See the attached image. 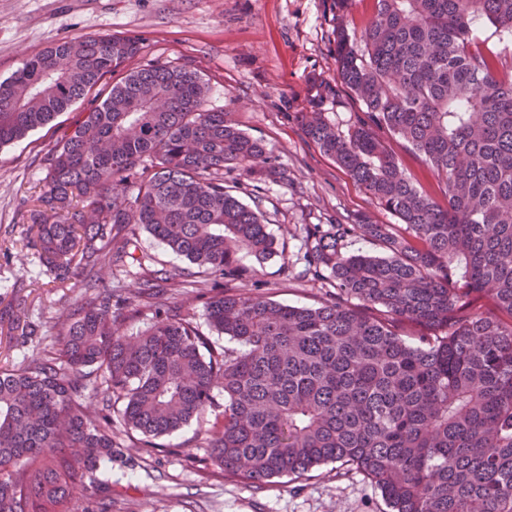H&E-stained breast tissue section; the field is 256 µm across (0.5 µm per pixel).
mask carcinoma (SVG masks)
<instances>
[{
    "mask_svg": "<svg viewBox=\"0 0 512 512\" xmlns=\"http://www.w3.org/2000/svg\"><path fill=\"white\" fill-rule=\"evenodd\" d=\"M347 2L334 0L338 77L365 117L343 134L308 112L304 130L400 223L307 230L308 271L336 288L319 307L224 293L240 253L260 262L275 249L224 189V168L253 173L264 147L206 108L196 71H131L144 39L118 33L55 41L0 82V146L96 99L44 157L24 237L44 272L81 273L96 296L57 323L56 356L0 366V512H77V483L110 512L97 472L118 455L112 427L154 448L202 423L217 385L222 423L201 435L213 462L251 483L338 463L391 512H512V0H376L359 31ZM486 23L499 52L477 43ZM380 129L443 176L445 204L410 182ZM139 227L189 262L209 325L241 349L167 307L158 273L144 284L149 325L121 331L139 309L94 270L124 262ZM357 229L388 254L341 251ZM472 295L495 312L470 308ZM405 324L427 332L407 336Z\"/></svg>",
    "mask_w": 512,
    "mask_h": 512,
    "instance_id": "carcinoma-1",
    "label": "carcinoma"
}]
</instances>
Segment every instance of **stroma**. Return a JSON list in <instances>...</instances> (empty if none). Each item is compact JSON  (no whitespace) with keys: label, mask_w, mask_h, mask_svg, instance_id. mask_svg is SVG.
I'll use <instances>...</instances> for the list:
<instances>
[{"label":"stroma","mask_w":512,"mask_h":512,"mask_svg":"<svg viewBox=\"0 0 512 512\" xmlns=\"http://www.w3.org/2000/svg\"><path fill=\"white\" fill-rule=\"evenodd\" d=\"M332 0H0V82L51 42L129 32L143 49L130 64L188 65L208 82L207 107L230 114L266 154L254 174L224 172V186L260 214L278 245L264 262L242 257L244 273L224 279L225 293L247 292L283 304L315 307L335 297L330 279L306 273V229L319 224H392L381 208L335 160L305 135L300 115L324 113L337 131L362 116L359 101L337 78ZM57 123L0 147V364L20 365L52 352L51 336L62 314L85 300L79 277L60 283L41 270L36 250L24 245L25 214L45 185V153L58 137ZM409 180L435 201L444 199L438 172L386 137ZM134 262L102 270L129 302H138L143 279L164 270V298L194 314L207 336H216L204 300L184 280V259L146 231L132 247ZM21 311L39 325L43 340L25 343L9 330ZM197 424L162 437L152 452L132 447L114 432L121 457L100 469L112 487V512H391L380 491L356 471L328 463L293 479L256 485L224 472L197 438Z\"/></svg>","instance_id":"stroma-1"}]
</instances>
